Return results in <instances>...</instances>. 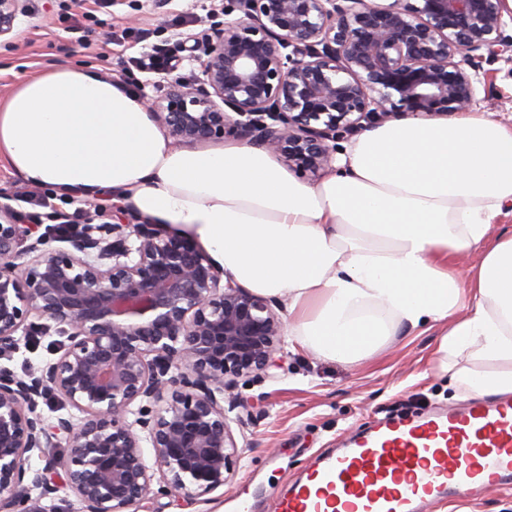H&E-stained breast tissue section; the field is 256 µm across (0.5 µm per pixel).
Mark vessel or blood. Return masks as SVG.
<instances>
[{
  "instance_id": "obj_1",
  "label": "vessel or blood",
  "mask_w": 512,
  "mask_h": 512,
  "mask_svg": "<svg viewBox=\"0 0 512 512\" xmlns=\"http://www.w3.org/2000/svg\"><path fill=\"white\" fill-rule=\"evenodd\" d=\"M512 482V400L476 397L448 411L369 426L323 457L274 512H426Z\"/></svg>"
}]
</instances>
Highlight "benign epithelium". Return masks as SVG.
I'll return each mask as SVG.
<instances>
[{"mask_svg": "<svg viewBox=\"0 0 512 512\" xmlns=\"http://www.w3.org/2000/svg\"><path fill=\"white\" fill-rule=\"evenodd\" d=\"M503 11L504 0H227L223 25L185 37L198 82L176 76L164 97L144 98L178 144L246 140L314 176L341 134L468 111L473 73L512 53ZM26 13V0H0V38ZM38 319L66 344L24 378L0 366V512H39L60 490L79 512H129L156 483L198 499L228 482L238 379L283 352L273 300L153 219L61 239L1 205L0 356ZM49 392L86 418L47 421L38 399ZM41 448L66 454L34 470Z\"/></svg>", "mask_w": 512, "mask_h": 512, "instance_id": "1", "label": "benign epithelium"}]
</instances>
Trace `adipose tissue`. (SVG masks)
<instances>
[{
	"label": "adipose tissue",
	"instance_id": "1",
	"mask_svg": "<svg viewBox=\"0 0 512 512\" xmlns=\"http://www.w3.org/2000/svg\"><path fill=\"white\" fill-rule=\"evenodd\" d=\"M1 160L190 233L226 277L284 302L288 335L326 359L434 328L438 374L468 395L512 393V229H495L512 211V125L492 114L367 128L310 184L246 141L174 148L132 87L62 64L0 100Z\"/></svg>",
	"mask_w": 512,
	"mask_h": 512
}]
</instances>
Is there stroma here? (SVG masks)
Instances as JSON below:
<instances>
[{"label":"stroma","mask_w":512,"mask_h":512,"mask_svg":"<svg viewBox=\"0 0 512 512\" xmlns=\"http://www.w3.org/2000/svg\"><path fill=\"white\" fill-rule=\"evenodd\" d=\"M13 35L0 39V98L24 77L49 66L73 62L108 77H119L132 58L159 43L178 46L181 35L198 34L224 21V0H113L85 22L76 38L68 28L82 20L80 0H29ZM83 21V20H82ZM488 97L475 108L512 125V57L484 61L478 74ZM436 338L419 330L397 337L363 361L348 365L291 348L282 367L240 383L242 402L234 414V436L242 460L224 487L181 506L173 496L155 495L151 512H234L248 499L255 512H270L272 493L301 479L317 455L359 428L406 407L445 409L462 396L431 369ZM64 342L54 331L22 336L18 348L0 359L26 376L57 358ZM433 512H512V490L488 488L476 501L439 502Z\"/></svg>","instance_id":"stroma-1"}]
</instances>
